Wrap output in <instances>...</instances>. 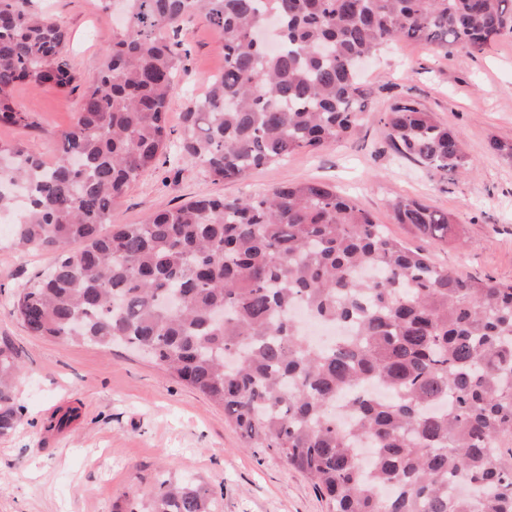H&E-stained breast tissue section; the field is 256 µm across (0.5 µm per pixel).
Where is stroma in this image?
Masks as SVG:
<instances>
[{
	"mask_svg": "<svg viewBox=\"0 0 512 512\" xmlns=\"http://www.w3.org/2000/svg\"><path fill=\"white\" fill-rule=\"evenodd\" d=\"M68 32L67 58L81 77L97 72L113 20L97 0H33ZM189 54L168 115L182 128L191 95L224 66L222 40L199 18L177 35ZM367 105L356 132L314 152L252 170L227 182L176 154L132 184L112 211L116 224H139L155 212L203 196L255 194L276 185L316 179L346 193L388 233L462 276L512 282V160L489 148L490 138L512 140V32L486 53L469 56L398 41L362 70ZM414 100L455 130L476 171L443 177L400 157L382 113ZM15 104L33 127L0 125V142L44 160L56 154L54 132L74 121L76 95L51 87L17 85ZM415 198L451 213L466 242L445 244L396 223L392 206ZM54 260L50 251H15L0 231V338L21 355L15 382L22 425L0 436V512H114L129 499L148 500L156 476L189 480L210 489L214 512H328L303 475L264 448L246 447L223 406L170 376L149 358L121 347L53 340L30 334L13 315L17 292ZM75 408L69 428H50L57 412Z\"/></svg>",
	"mask_w": 512,
	"mask_h": 512,
	"instance_id": "35a3bbf8",
	"label": "stroma"
}]
</instances>
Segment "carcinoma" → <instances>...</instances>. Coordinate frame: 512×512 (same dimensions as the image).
<instances>
[{
    "label": "carcinoma",
    "instance_id": "cac0c4a2",
    "mask_svg": "<svg viewBox=\"0 0 512 512\" xmlns=\"http://www.w3.org/2000/svg\"><path fill=\"white\" fill-rule=\"evenodd\" d=\"M116 2L126 25L83 79L58 22L31 0H0V124L34 126L12 99L18 83L78 93L54 161L0 144V211L9 188L28 193L12 245L55 253L18 293L16 318L38 336L142 351L309 479L330 512H512V284L432 262L317 180L112 223L171 142L181 55L168 31L183 21L201 17L224 41V68L183 112L179 151L234 181L352 136L358 66L383 46L481 54L512 29V0ZM380 121L400 156L452 177L475 169L460 136L413 101ZM394 216L462 242L453 216L422 201H397ZM298 302L349 333L317 346L291 315ZM20 368L0 339V436L21 423ZM210 499L164 478L116 512H209Z\"/></svg>",
    "mask_w": 512,
    "mask_h": 512
}]
</instances>
